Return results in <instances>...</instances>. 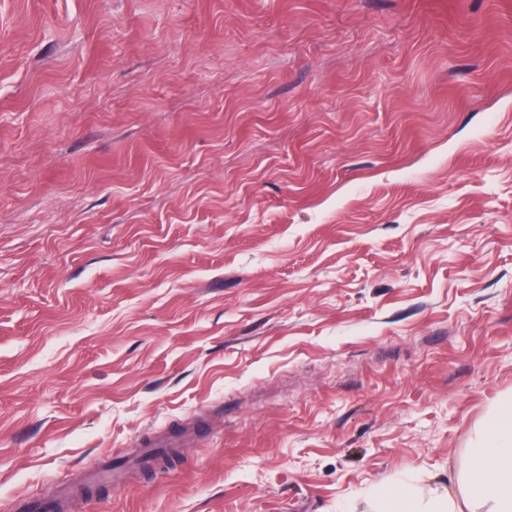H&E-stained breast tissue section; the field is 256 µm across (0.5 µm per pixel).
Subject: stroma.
Listing matches in <instances>:
<instances>
[{"label": "stroma", "instance_id": "1", "mask_svg": "<svg viewBox=\"0 0 512 512\" xmlns=\"http://www.w3.org/2000/svg\"><path fill=\"white\" fill-rule=\"evenodd\" d=\"M510 395L512 0H0V512H376ZM198 438L197 430L188 431L179 429L158 436L149 444L150 448H183L191 445Z\"/></svg>", "mask_w": 512, "mask_h": 512}]
</instances>
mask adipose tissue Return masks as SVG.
<instances>
[{"mask_svg": "<svg viewBox=\"0 0 512 512\" xmlns=\"http://www.w3.org/2000/svg\"><path fill=\"white\" fill-rule=\"evenodd\" d=\"M465 504L449 494H407L405 512H512V398L497 407L467 473Z\"/></svg>", "mask_w": 512, "mask_h": 512, "instance_id": "1", "label": "adipose tissue"}]
</instances>
